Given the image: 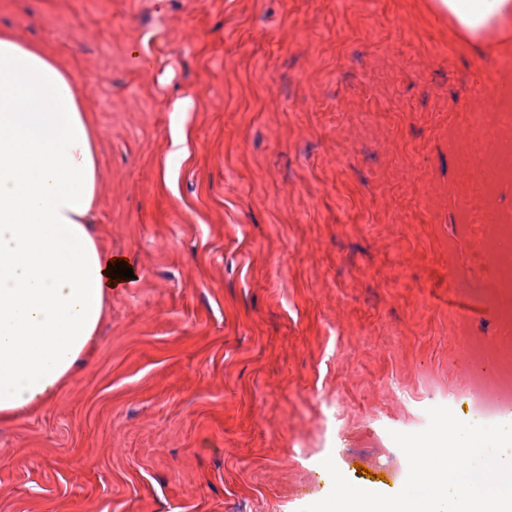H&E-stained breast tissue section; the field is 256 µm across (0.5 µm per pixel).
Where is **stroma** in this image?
I'll return each instance as SVG.
<instances>
[{
	"label": "stroma",
	"mask_w": 512,
	"mask_h": 512,
	"mask_svg": "<svg viewBox=\"0 0 512 512\" xmlns=\"http://www.w3.org/2000/svg\"><path fill=\"white\" fill-rule=\"evenodd\" d=\"M83 88L99 246L135 277L56 398L0 422V512H302L333 458L398 493L391 438L507 398L512 36L434 0H0ZM186 95L188 155L168 161ZM367 474H360L358 466Z\"/></svg>",
	"instance_id": "stroma-1"
}]
</instances>
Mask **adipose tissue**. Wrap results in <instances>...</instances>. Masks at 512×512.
Segmentation results:
<instances>
[{"label":"adipose tissue","instance_id":"ef3b65f1","mask_svg":"<svg viewBox=\"0 0 512 512\" xmlns=\"http://www.w3.org/2000/svg\"><path fill=\"white\" fill-rule=\"evenodd\" d=\"M468 41L512 33V0H435ZM81 87L0 32V420L56 395L112 296L111 252L85 224L98 199Z\"/></svg>","mask_w":512,"mask_h":512}]
</instances>
